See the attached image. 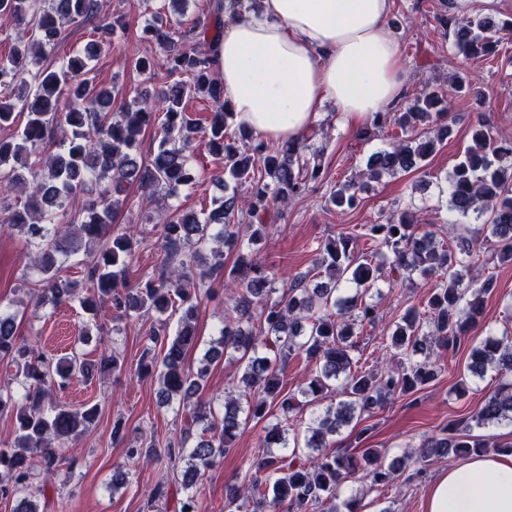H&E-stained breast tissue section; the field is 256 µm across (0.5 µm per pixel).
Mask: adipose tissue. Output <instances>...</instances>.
Listing matches in <instances>:
<instances>
[{"instance_id":"obj_1","label":"adipose tissue","mask_w":512,"mask_h":512,"mask_svg":"<svg viewBox=\"0 0 512 512\" xmlns=\"http://www.w3.org/2000/svg\"><path fill=\"white\" fill-rule=\"evenodd\" d=\"M391 0H262L226 13L214 68L236 123L296 141L333 102L354 124L396 105L406 89ZM426 512H512V456L471 457L440 471Z\"/></svg>"}]
</instances>
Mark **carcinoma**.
Listing matches in <instances>:
<instances>
[{"instance_id":"cac0c4a2","label":"carcinoma","mask_w":512,"mask_h":512,"mask_svg":"<svg viewBox=\"0 0 512 512\" xmlns=\"http://www.w3.org/2000/svg\"><path fill=\"white\" fill-rule=\"evenodd\" d=\"M0 0V24L18 30L11 56L0 59V88H8L26 113L24 125L9 139L0 140V192L23 186L19 205L0 212V223L19 230L39 251L42 278L35 283L38 303L56 305L76 295L79 283L56 274L58 257L79 253L87 257L84 279L92 295L82 299L83 310L95 316L98 303L108 300L125 316L164 315L182 309L175 336L165 320L144 337L139 373L158 378L160 403L178 398L185 404L179 434L169 438L164 451L155 440L126 449V464L116 468L112 485L123 484L130 467L165 456L174 480L185 491L197 485L200 468L229 450L242 425L262 421L270 408L279 411L277 422L265 428L258 453L247 462L250 481L226 490L227 512H359L357 499L340 501L347 482L357 477L376 485L401 476L412 480L423 469L409 470L412 457L384 464L385 452L364 448L353 454L330 447V437L353 423L370 419L396 392L414 391L435 380L442 371L438 350L454 348L483 313L484 296L495 288L494 278L470 275L479 261L478 236L456 232L448 237L456 247L437 244L418 234L412 216L402 213L388 224H369L365 236L379 251L368 259L355 254L352 240L340 235L316 247L313 270L322 281L310 285L307 276L278 289L257 258L254 245L266 236L264 217L270 206L285 205L301 196L307 182L321 175V165H308L306 152L318 129L296 143H274L237 127L224 99V89L212 68V44L224 27L225 0H206L193 14L178 10L174 20L155 15L143 37L165 52L167 88L157 97L141 90L113 107L115 87L90 76L91 64L103 46L112 43L120 19L101 15L100 0ZM95 22L85 48L56 68H38V60L56 49L61 27ZM195 34L207 43L201 48L187 42ZM497 26L488 16H473L454 26V46L465 57L494 56ZM457 94L481 97L482 92L463 80L416 91L403 112H377L372 126L360 131L366 142L376 130L392 123L402 138L370 154L364 175L379 179L422 167L438 145L453 136L448 104ZM202 97L210 110L203 119L188 115L190 99ZM428 131L416 135L418 127ZM155 130L153 155L140 151V137ZM207 136L209 152L223 162L213 175L250 185V193L225 194L212 209L197 214L172 210L162 224L142 227L138 234L111 230L115 217L132 200V188L171 194L194 185L192 158L199 135ZM472 145L448 177L450 205L457 213L487 215L497 238L496 257L512 261V143L497 140L491 126L479 120L472 128ZM83 196L77 209L69 200ZM328 203L339 210L357 205V181L334 187ZM158 231L162 240L159 273L127 286L126 269L141 243ZM213 238L207 269L195 278L200 248ZM236 252L231 269L224 267V250ZM433 276L436 283L424 311L408 308L395 322L384 348L398 359L400 369L366 372L355 357L358 334L364 324L378 319L377 305L366 300L379 281L405 273ZM222 281L233 295L224 314L220 337L194 368L186 366L188 352L197 343V294L206 281ZM354 286L352 296L340 295V285ZM163 344V356L152 355ZM305 355L314 372L299 390L283 393L279 363L292 354ZM221 357L238 363L242 374L236 388L225 392L223 405L202 400L210 368ZM121 367L114 355L102 354L91 362L77 354L49 357L20 338L16 316L0 314V373L21 385L19 396L0 388V415L15 419L13 443L0 444V497L31 488L35 468L49 478L60 460L57 449L75 440L99 415L98 404L70 409L58 404L53 393L73 380H90L93 370ZM492 368L512 374V342L494 336L483 339L471 352L470 371L479 376ZM342 397L319 410L332 394ZM311 410L309 426L295 424L297 414ZM512 418V383L485 399L467 419L448 423L428 437L421 461L450 455H512V446L492 444L470 434ZM178 512H205L199 494H185Z\"/></svg>"}]
</instances>
